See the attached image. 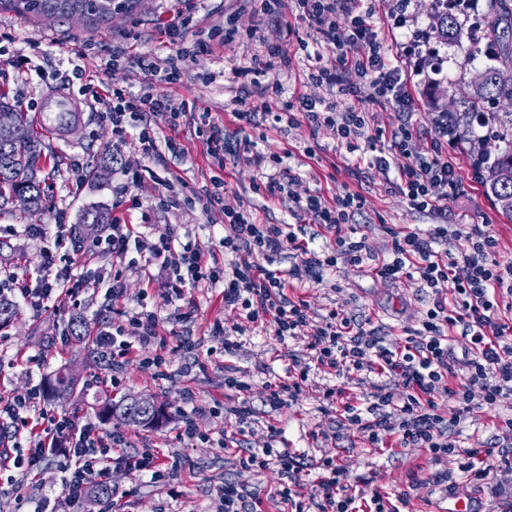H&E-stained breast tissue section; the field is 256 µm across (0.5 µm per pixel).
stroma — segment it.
Listing matches in <instances>:
<instances>
[{
	"label": "stroma",
	"instance_id": "obj_1",
	"mask_svg": "<svg viewBox=\"0 0 512 512\" xmlns=\"http://www.w3.org/2000/svg\"><path fill=\"white\" fill-rule=\"evenodd\" d=\"M192 13L202 25L224 23L233 17L240 32H248L255 19L250 11L239 10L236 0H193ZM172 0H143L133 13L112 19L96 29L67 20H30L13 11L0 8V91L5 92L19 111L25 112L31 124H38L45 92L64 87L75 81V69H82L84 79L113 84L138 91L141 75L131 69H113L112 54L122 49L127 55L154 52L166 56L168 48L158 29V22L172 8ZM374 26L386 40L405 44L412 32L434 30L438 18L430 0H417L413 19L407 27L391 29L383 10H376ZM137 28L141 39L129 44L126 34ZM269 40L288 42L289 68L279 78L287 97L302 93L300 75L308 61L297 43L289 42L284 29L274 23L263 26ZM195 32H188V51L177 65L181 79L168 86L176 99L193 104L197 111L212 113L217 124L227 131L237 127L232 115L231 89L236 84L238 69L249 66L252 57L261 53L260 43H240L222 49L197 45ZM435 55L443 57L442 71L428 70L415 76L409 89L416 101L413 116L419 128L414 140L417 154L432 150L436 133L435 112L452 109L463 118L462 129L469 141L459 147L449 140V149L459 152L462 166L480 161L490 166L507 139L512 138V118L502 103L485 100L479 111L497 113V121L485 126L469 124V105L463 93L471 89L475 74L497 65V47L489 45L487 52L474 49L466 36L451 42L433 39ZM19 54L30 59L28 68L18 70L8 63ZM213 74L212 83H202L203 74ZM185 154L167 156L164 165L144 159L135 142L113 146L109 127L101 121L100 112L85 108L83 119L63 138L48 136L53 152L52 161L61 174L50 182L45 211L30 216L19 208L0 211V240L8 242V252L0 254V266L18 275L33 278L40 274L45 240L31 237L25 230L28 223H78L84 209L99 206L112 216L130 224H140L150 232L161 233L173 225L180 235L197 241L206 259L223 261L220 245L225 235L219 214L203 210L200 199L215 174L208 156L205 139L198 137L192 125L179 129ZM311 148L315 156L307 158L303 150ZM258 149L264 156L292 151L290 166L299 173L298 193H320L335 200L345 191L364 195L363 212L355 215L353 225L364 235L367 254L362 263H342L327 271L322 281L305 282L289 289L293 298L307 300L313 320H320L327 311L337 309L348 315L370 319L372 327L383 330L389 343L399 346L405 332L417 328L428 309V296L406 280L384 281L375 268L390 254V230L409 232L424 230L432 224H445L449 229L461 225H490L499 240L497 260L512 261V217L503 214L486 192L483 182L466 184L464 191L448 202L446 213L419 212L411 209L393 185L394 175L371 163L373 156L386 151L384 143L361 145L355 153H347L332 135L326 132L312 135L306 124L283 130L266 124L265 139ZM118 151L122 163L109 176L91 177V170L105 167V157ZM139 173L134 192L142 202L132 208L128 198L113 194L112 187L123 180L124 172ZM255 168L227 167L225 202H249L258 222L292 225L299 239L312 241L314 248L334 247L336 236L311 220L294 221L288 212V201L271 200L255 193L252 181L258 177ZM173 180L180 205L168 208L152 207L156 183ZM73 273L82 279L80 307L69 301L51 300L44 307L33 308L21 298H14L16 312L0 328V397H22L44 378L53 376L62 367H76L82 379L88 380L92 391H102L112 399L134 394L150 397L164 404L166 418L156 429H144L116 420L99 418L91 405L78 399H45L43 408L68 417L73 431L93 428L99 435L125 433L135 449L150 448L160 460L173 465L178 476L173 483L155 484L143 472L124 462L125 449L115 448L106 461L107 480L114 495L112 500L82 501L83 512H215L217 491L225 480L250 487L262 512H291L290 507L273 503L271 495L277 483L273 471L254 472L242 469L232 454L224 452V438L236 431L234 416H213L209 409L224 400V379L228 373L245 374L251 385L253 401H260L267 383L286 380L292 359L303 356V342H280L269 328L256 326L242 338L241 347L230 356L224 355V340L213 330L215 322L232 326L238 320L236 312L225 309L221 288L208 282L185 291L182 298L172 297L165 286L166 275L153 267V279H145L136 267L124 268L119 295H111L112 259L110 256L82 251L75 255ZM147 306L160 319V334L166 340V374L157 378L141 368L137 360L112 367L104 361L98 349L77 343L70 334L73 322H82L90 333L115 332L128 328L129 316L140 306ZM119 377V386H112L111 377ZM328 374L313 376L296 402L275 412V423L285 432L289 447L309 455L333 456L337 448L318 447L314 436L328 428L330 419L320 411V397L325 386L333 384ZM193 413L203 437L194 442L179 440L181 417ZM512 418V399L497 406L484 408L470 418L463 431L470 443L482 442L486 447L502 450L512 448V433L504 421ZM350 451L349 481L358 487H380L389 492H405L410 496L408 512H433L435 507L426 485L431 473L449 471L457 474L464 456H448L432 462L420 448H396L378 452L369 448L358 435L346 434L342 441ZM61 492V473L54 459H46L33 473L21 469L0 472V512H35L43 497ZM455 492L459 497L481 493L486 512H512V472H497L485 488H478L467 479L458 477Z\"/></svg>",
	"mask_w": 512,
	"mask_h": 512
}]
</instances>
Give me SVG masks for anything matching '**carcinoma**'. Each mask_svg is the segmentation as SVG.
<instances>
[{
	"label": "carcinoma",
	"instance_id": "carcinoma-1",
	"mask_svg": "<svg viewBox=\"0 0 512 512\" xmlns=\"http://www.w3.org/2000/svg\"><path fill=\"white\" fill-rule=\"evenodd\" d=\"M53 0H0L1 5H7L21 14L32 18H39ZM76 4L86 14V24L98 25L111 20L116 0H76ZM439 34L445 38L459 37L458 27L453 12L441 17ZM512 44L501 43L500 66L484 70L485 83L473 89L471 98L481 100L493 98L508 102L512 107ZM0 109L8 110L7 122L0 125V210L12 203L17 195H25L30 203L27 212L37 214L45 209V186L50 179V173L45 171L48 145L43 136L27 131L23 141L15 140L11 126L27 125L26 113L17 110V105L10 102L9 97L0 92ZM112 223L111 214L103 208L87 209L75 226V233L81 236L85 233L99 230L105 224ZM80 384L79 378L72 372L63 369L55 378L45 382V389L58 396L74 391ZM99 417L105 420L119 419L125 423L153 428L163 422L164 408L152 403L149 407L140 409L136 406V399L125 398L117 402L112 398L101 400L97 404Z\"/></svg>",
	"mask_w": 512,
	"mask_h": 512
}]
</instances>
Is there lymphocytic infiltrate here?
Here are the masks:
<instances>
[{
	"instance_id": "obj_1",
	"label": "lymphocytic infiltrate",
	"mask_w": 512,
	"mask_h": 512,
	"mask_svg": "<svg viewBox=\"0 0 512 512\" xmlns=\"http://www.w3.org/2000/svg\"><path fill=\"white\" fill-rule=\"evenodd\" d=\"M161 33L167 39L166 56L143 53L126 58L115 52L113 62L128 61L143 77L140 90L128 93L112 88L110 95L92 91L93 102L103 106V120L110 126L113 144L133 140L142 155L159 164L166 154L184 153L178 139L181 125L192 124L209 144L210 163L217 169L226 164L255 166L263 169V186L269 198H290L294 216L311 217L314 223L335 231L336 246L330 251H316L299 241L282 225L258 223L246 206H224L226 183L214 178L213 190L205 207L224 214V223L232 234L221 245L232 255L228 264H208L199 245L182 241L176 229H166L159 236L139 231L135 225L113 222L110 231L93 240L94 248L112 256V278L120 280L121 266L129 252H136L144 266L161 264L168 272L166 284L175 296L184 289L206 280L222 286L224 306L243 313L241 323L224 332V352L233 354L248 325H268L279 341L306 336L305 358H294L287 380L266 386L263 402L271 410L296 401L317 369L334 375L336 382L323 392L320 410L337 418V427L322 431L321 439L335 443L340 430L359 433L371 448L383 451L392 447L421 448L432 460L457 452L450 438L461 423L481 412L485 406L512 398V319L503 318V310L512 311V262L496 260L499 241L492 231L478 227L449 230L436 224L423 233L392 234L389 259L376 269L380 278L397 282L416 281L420 290L431 295L432 305L419 328L409 331L404 345L387 343L380 331L366 329L355 317L330 310L321 323H311L308 304L287 294L291 281H322L326 270L337 267L339 260L353 263L362 259L363 243L356 240L351 221L364 205L360 194L349 192L327 202L319 194H292L296 180L282 157L263 159L253 129L266 119L294 124L306 120L312 132L332 131L346 144L382 139V131L368 125L366 112L355 102L364 99L376 104H396L401 111L414 109V99L401 68L393 66L394 46L379 37L372 23L373 7L361 0H297L298 19L306 28L312 50L311 65L305 78L323 89L320 97L301 96L296 101L281 102L279 82H263L265 71L288 64V51L280 43H264L262 66H249L237 73L239 83L233 98L236 120L251 127L249 134L227 133L211 113L198 112L186 101L173 99L167 85L181 78L177 66L189 19L185 8L190 0H178ZM333 62H325V54ZM356 81H348V73ZM164 117L171 134L159 137L157 117ZM433 125L439 136L429 156H416L412 150L414 128L402 123L391 131L387 153L375 156L373 165L394 172L396 184L407 204L421 211H443L449 196L458 194L465 180H478L479 166L462 174L455 155L449 154L443 140L448 136V115L435 113ZM465 240L460 256L443 257L439 247L449 238ZM301 255L299 263L288 269H269L254 261L255 255L275 260L287 251ZM74 259L52 249L43 253L42 272L30 280L15 275L0 279V288L10 289L31 305L42 306L59 289L77 298L80 283L74 279ZM133 340L122 332L101 336L99 344L105 358L120 363L133 349L145 350V369L162 376L166 365L165 339L159 331V318L151 311L133 313L129 319ZM459 331L466 345L455 354L450 341L452 331ZM465 371L463 381H455L456 368ZM368 380L369 392L362 398H350L346 384L353 377ZM237 399L228 409L234 415L239 437L233 451L239 465L260 471L272 470L279 477L275 498L294 507L295 512H404L407 494H395L374 487L360 489L348 483V465L343 458L319 459L289 448L281 429L266 423V441L261 447L250 442L254 435L257 411L248 397L250 385L239 376L225 380ZM12 444L19 453L15 468L38 470L49 454L60 458L61 486L68 508L80 506L88 487L105 477L101 460L111 449L126 447L123 434L103 437L86 430L73 433L66 416L51 414L40 407V389L32 387L27 396L6 401L0 406V442ZM461 466L464 478L482 482L496 469H512V453H493L487 448L466 449ZM315 469L318 476L312 486H305L302 474Z\"/></svg>"
}]
</instances>
